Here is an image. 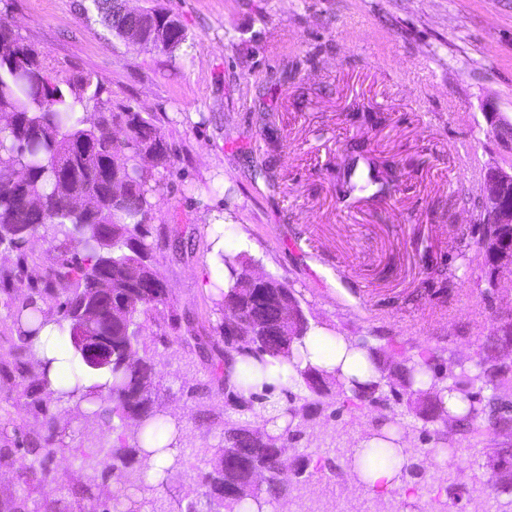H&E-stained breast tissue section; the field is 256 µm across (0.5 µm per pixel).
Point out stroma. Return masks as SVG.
Here are the masks:
<instances>
[{
  "label": "stroma",
  "instance_id": "35a3bbf8",
  "mask_svg": "<svg viewBox=\"0 0 512 512\" xmlns=\"http://www.w3.org/2000/svg\"><path fill=\"white\" fill-rule=\"evenodd\" d=\"M155 1L187 33L174 51L116 38L90 0H0V22L44 51L49 74L95 72L113 106L153 115L171 146L153 218L162 316L192 326L204 351L143 339L161 362L159 402L183 434L152 493L184 512L229 410L224 398L204 411L194 398L224 350L208 268L215 214L226 252L286 282L310 324L338 336L471 356L512 310V282L478 287L473 246L483 175L512 166V146L485 118L512 117V0ZM354 143L395 163L394 190H347ZM23 373L0 367V448L13 451L0 502L22 496L26 512H43L55 491L27 479L25 450L46 431ZM51 410L66 450L49 467L81 487L79 449L111 440L112 427L84 428L72 403ZM369 418L321 412L291 453L319 458L323 436L358 437Z\"/></svg>",
  "mask_w": 512,
  "mask_h": 512
}]
</instances>
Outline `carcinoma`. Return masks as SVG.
I'll use <instances>...</instances> for the list:
<instances>
[{"mask_svg": "<svg viewBox=\"0 0 512 512\" xmlns=\"http://www.w3.org/2000/svg\"><path fill=\"white\" fill-rule=\"evenodd\" d=\"M92 6L115 37L122 39L127 28L138 26L147 39L164 30L167 41L160 47L164 52L186 41L179 20L163 7H150L144 16L134 18L123 11L120 0H92ZM43 56L11 26L0 23V247L17 248L36 236L57 252L44 292L32 291L13 306L11 316L18 336L8 355L21 358L28 366L24 396L31 403L41 406L45 401L75 399L92 405L82 413L87 421L118 419L120 432L111 446L82 448L80 452L93 469L120 466L132 474L144 439L163 433L167 423L154 400L159 385L156 352L139 339L130 344L118 339L109 366L92 369L85 365L70 388L54 390L48 380L52 360L39 356L29 337L49 324L53 308L59 314L55 323L60 331H72L75 312L98 292L106 262L112 267L108 279L112 307L123 309L124 318L110 323L104 316L97 318L87 325L88 333L93 335L108 324L116 337L124 324L142 332L160 307L167 305V288L154 267L152 220L157 188L152 181L153 170L170 166V149L151 115L128 107L112 109L96 74L53 78L44 70ZM142 152L154 154L153 169L141 167ZM350 153L351 162L343 173L349 190L357 187L355 179L364 176L380 185V190L388 188L389 181L374 162L367 160L365 172L359 169V161L366 160L363 146H351ZM75 241L84 245V251L70 257L69 246ZM476 245L483 253L486 287L491 289L497 271L494 255L498 249L512 246V224L481 225ZM221 259L229 272L226 286L219 289L221 309L229 312L234 305L247 321L261 325L276 321L275 289L287 288V284L274 278L269 286L255 289L242 305L237 293L251 259L242 254H223ZM309 329L310 324H304L286 348L273 332L224 337V353L219 359L224 371L218 387L230 398L238 417L224 415L222 442L212 451L209 469L199 474L195 504L206 506L220 493L227 512H234L242 499L230 494V484L252 466L267 473L260 493L275 499L291 495L293 486L285 487L278 479L287 458L276 448L258 445L251 429H265L288 416L285 428L269 436L270 442L285 446L306 435L310 416L323 411L336 395L345 396L344 403L355 410L390 406V421L402 429L408 416L421 422L429 447L418 449L421 463L404 468L412 478H425L440 453L459 451L448 448L445 431L428 429L442 420L454 423L468 437V446H482L486 460L498 458L512 464V454L501 456L502 450L489 440L496 428L512 426V401L503 397L512 388V364L491 356L505 343V333L512 332V319H500L476 357L450 362L444 370L431 353L395 360L385 347L364 338L358 346L367 350L381 377L365 382L353 378L349 389L339 368L327 372L293 362V346ZM270 358L292 364L299 378L295 384L281 387L278 401L256 392L253 384L258 375L265 374ZM445 391L458 395L460 413L452 414L443 406L441 394ZM42 425L50 434L27 449L32 456L31 481L38 485L57 481L48 463L63 450L51 434L55 415L44 411ZM228 450L234 457L226 462ZM125 485L138 493L129 512H158L155 501L143 496L145 487L140 479L128 478ZM439 490L446 493L447 500L432 497V512H448V502L471 496L470 489L444 478Z\"/></svg>", "mask_w": 512, "mask_h": 512, "instance_id": "1", "label": "carcinoma"}]
</instances>
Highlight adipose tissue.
I'll return each instance as SVG.
<instances>
[{
	"label": "adipose tissue",
	"mask_w": 512,
	"mask_h": 512,
	"mask_svg": "<svg viewBox=\"0 0 512 512\" xmlns=\"http://www.w3.org/2000/svg\"><path fill=\"white\" fill-rule=\"evenodd\" d=\"M60 335L55 326L49 325L33 337L32 347L41 355L52 359L53 364L48 378L53 386L64 385L70 374L65 355L59 345ZM303 363H308L331 371L341 369L346 377H357L362 367L367 364L365 349L354 346L353 342L335 336L321 327L310 328L298 348ZM379 440L359 441L354 448L355 454L367 460L368 465L358 478V486L362 495L367 497H386L390 492H397L398 498L408 505H419L418 495L403 476V465L406 456L402 450H391V463L385 465L371 464L373 448L379 447Z\"/></svg>",
	"instance_id": "adipose-tissue-1"
}]
</instances>
